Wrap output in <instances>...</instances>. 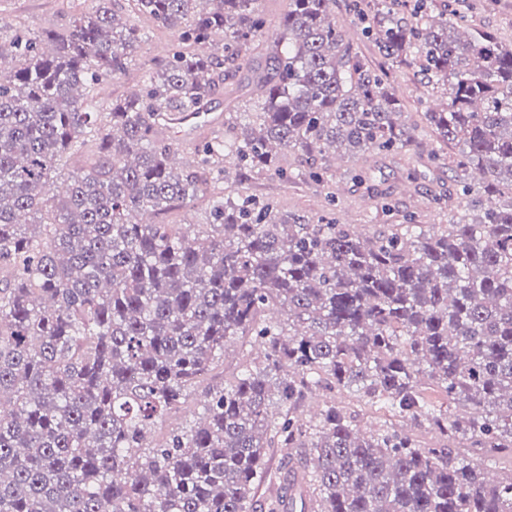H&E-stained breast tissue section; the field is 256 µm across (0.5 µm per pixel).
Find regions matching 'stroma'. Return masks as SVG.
Here are the masks:
<instances>
[{"mask_svg": "<svg viewBox=\"0 0 512 512\" xmlns=\"http://www.w3.org/2000/svg\"><path fill=\"white\" fill-rule=\"evenodd\" d=\"M348 3L349 0H336L337 26L372 66L386 68L388 81L402 101L404 111L419 124L422 111L435 101V94L414 77L411 69L384 63ZM454 4L471 28L492 33L503 43L512 45V0H454ZM97 6L98 0H0V38L9 39L21 30L34 35L49 30L62 31L76 15L93 12ZM142 27L146 37L136 52L134 65L104 82L99 94L102 103L126 97L131 89L141 84L148 71L168 57L177 42L176 31L155 27L147 21ZM417 135V144L406 152L386 155L360 152L340 157L331 164L337 177L329 182L291 184L271 172L250 173L228 180L225 189L230 193L244 189L253 195L274 199L282 211L291 214L326 215L343 224H360L368 233L375 231L379 224L392 223L395 214L413 211L419 214L421 223H449L453 216L450 202L462 200L459 183L448 177V164L454 152L446 150L441 160H431L432 140L428 131L419 125ZM354 165L366 169L374 184L391 188L387 199L390 214L372 219V200L365 188L354 186L342 176L343 169ZM410 166L420 173L419 183L407 181L406 169Z\"/></svg>", "mask_w": 512, "mask_h": 512, "instance_id": "35a3bbf8", "label": "stroma"}]
</instances>
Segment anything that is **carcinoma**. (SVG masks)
Masks as SVG:
<instances>
[{
  "mask_svg": "<svg viewBox=\"0 0 512 512\" xmlns=\"http://www.w3.org/2000/svg\"><path fill=\"white\" fill-rule=\"evenodd\" d=\"M98 2L64 32L0 41V512H512V473L491 479L458 452L512 454V48L449 0L376 9L365 33L379 53L440 93L422 113L432 158L451 144L448 173L481 178L450 223L407 212L367 235L216 187L233 158L322 182L332 151L415 143L387 74L336 26V0H288L272 35L262 0H128L179 44L106 109L94 91L145 32ZM217 32L220 57L206 50ZM243 69L256 97L195 165L172 167L165 129ZM72 149L87 168L54 190ZM199 197V228L139 220ZM239 336L257 356L204 391L193 425L155 438ZM336 389L441 441L365 431L332 400L299 417ZM271 448L304 453L259 504Z\"/></svg>",
  "mask_w": 512,
  "mask_h": 512,
  "instance_id": "obj_1",
  "label": "carcinoma"
}]
</instances>
